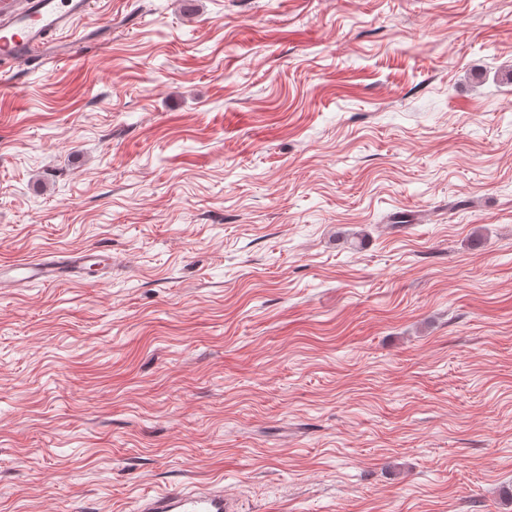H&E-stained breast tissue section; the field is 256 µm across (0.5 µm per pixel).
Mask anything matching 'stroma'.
<instances>
[{
  "mask_svg": "<svg viewBox=\"0 0 512 512\" xmlns=\"http://www.w3.org/2000/svg\"><path fill=\"white\" fill-rule=\"evenodd\" d=\"M0 92V512H512V0H95ZM112 266V254L106 249L49 253L38 258L0 264V288L38 283H93L89 271L100 274ZM135 512H241V508L222 488L174 487L141 497Z\"/></svg>",
  "mask_w": 512,
  "mask_h": 512,
  "instance_id": "obj_1",
  "label": "stroma"
}]
</instances>
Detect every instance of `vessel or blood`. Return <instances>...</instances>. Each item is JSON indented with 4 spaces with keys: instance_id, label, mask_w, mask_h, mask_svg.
<instances>
[{
    "instance_id": "1",
    "label": "vessel or blood",
    "mask_w": 512,
    "mask_h": 512,
    "mask_svg": "<svg viewBox=\"0 0 512 512\" xmlns=\"http://www.w3.org/2000/svg\"><path fill=\"white\" fill-rule=\"evenodd\" d=\"M92 0H0V88L12 85L15 65L65 60L75 44L62 34L91 12ZM112 265L108 250L49 253L0 264V288L38 283H89L90 271ZM135 512H241L237 499L220 488L175 487L141 497Z\"/></svg>"
}]
</instances>
